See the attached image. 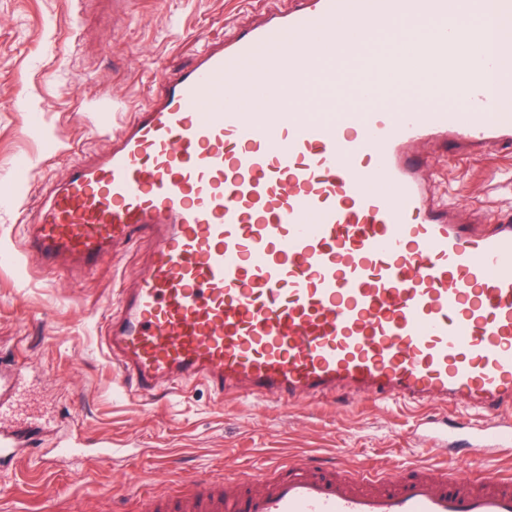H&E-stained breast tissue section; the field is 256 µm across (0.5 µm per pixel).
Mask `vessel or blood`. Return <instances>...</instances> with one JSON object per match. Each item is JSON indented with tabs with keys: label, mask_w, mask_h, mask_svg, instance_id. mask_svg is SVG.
<instances>
[{
	"label": "vessel or blood",
	"mask_w": 512,
	"mask_h": 512,
	"mask_svg": "<svg viewBox=\"0 0 512 512\" xmlns=\"http://www.w3.org/2000/svg\"><path fill=\"white\" fill-rule=\"evenodd\" d=\"M360 27L337 38L336 23ZM451 25L438 30L437 23ZM429 34L415 102L404 59L375 56L387 30ZM512 0H294L165 75L154 103L105 126L98 160L45 192L23 254L41 269L92 271L134 239L149 265L124 290L108 355L141 396L203 383L217 395L290 401L342 390L409 405L467 398L469 444L512 457V221L458 223L430 203L416 142L453 156L512 147L502 78ZM468 54L457 50L459 41ZM343 43L372 59L353 107L303 111L316 66ZM271 111L246 108L247 99ZM21 376L0 378V461L21 458ZM431 448L451 427L420 420ZM142 512H512V474L456 478L413 466L380 474L307 458L246 480H204Z\"/></svg>",
	"instance_id": "vessel-or-blood-1"
}]
</instances>
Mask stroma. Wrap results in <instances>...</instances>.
I'll list each match as a JSON object with an SVG mask.
<instances>
[{"label":"stroma","mask_w":512,"mask_h":512,"mask_svg":"<svg viewBox=\"0 0 512 512\" xmlns=\"http://www.w3.org/2000/svg\"><path fill=\"white\" fill-rule=\"evenodd\" d=\"M292 0H0V187L18 157L26 185L0 203V371L21 366L27 413L39 432L27 462L0 472V512H141L138 489L191 492L228 467L259 474L275 461L308 457L327 466L394 472L456 455L459 471L497 475L501 464L466 444L427 453L404 406L347 391L289 402L215 395L196 383L142 397L123 386L104 344L120 288L133 287L152 243L139 239L92 275L48 273L21 261L46 182L75 160H94L108 142L100 106L113 125L158 95V79L185 67L200 44L229 39ZM40 129L28 128L27 111ZM430 197L463 216L512 217V153L489 151L446 166L447 149L426 144ZM112 444L55 464L43 449L69 435Z\"/></svg>","instance_id":"stroma-1"}]
</instances>
